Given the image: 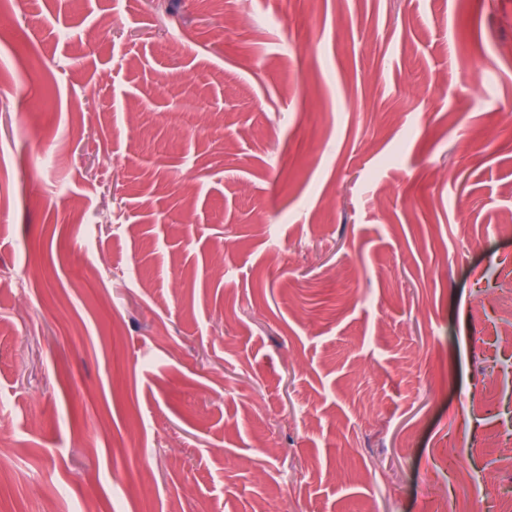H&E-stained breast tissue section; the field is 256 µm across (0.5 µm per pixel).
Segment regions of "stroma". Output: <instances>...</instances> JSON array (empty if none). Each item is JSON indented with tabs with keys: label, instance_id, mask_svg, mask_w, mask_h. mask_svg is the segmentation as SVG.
Listing matches in <instances>:
<instances>
[{
	"label": "stroma",
	"instance_id": "stroma-1",
	"mask_svg": "<svg viewBox=\"0 0 512 512\" xmlns=\"http://www.w3.org/2000/svg\"><path fill=\"white\" fill-rule=\"evenodd\" d=\"M508 103L512 0H0V512H512Z\"/></svg>",
	"mask_w": 512,
	"mask_h": 512
}]
</instances>
